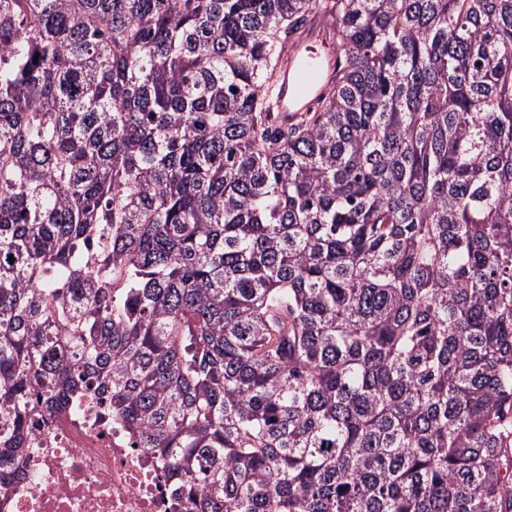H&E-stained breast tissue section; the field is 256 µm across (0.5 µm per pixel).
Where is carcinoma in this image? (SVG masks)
<instances>
[{
    "instance_id": "cac0c4a2",
    "label": "carcinoma",
    "mask_w": 512,
    "mask_h": 512,
    "mask_svg": "<svg viewBox=\"0 0 512 512\" xmlns=\"http://www.w3.org/2000/svg\"><path fill=\"white\" fill-rule=\"evenodd\" d=\"M92 393L197 512H512V0H0V458ZM324 25L318 21H311L308 30L300 39L293 43L289 65L282 77V86L279 103L276 109V120L284 125L294 121L295 113L308 108L324 90L326 81L330 79L336 60V35L328 34L323 43H318L316 49L313 44L323 38ZM314 96V97H313ZM313 97V98H312Z\"/></svg>"
}]
</instances>
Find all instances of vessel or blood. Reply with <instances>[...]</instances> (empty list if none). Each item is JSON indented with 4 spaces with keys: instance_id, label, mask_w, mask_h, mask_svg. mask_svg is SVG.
I'll list each match as a JSON object with an SVG mask.
<instances>
[{
    "instance_id": "obj_1",
    "label": "vessel or blood",
    "mask_w": 512,
    "mask_h": 512,
    "mask_svg": "<svg viewBox=\"0 0 512 512\" xmlns=\"http://www.w3.org/2000/svg\"><path fill=\"white\" fill-rule=\"evenodd\" d=\"M323 25L312 21L305 34L293 42L291 61L284 71L276 119L280 123L293 120L296 112L312 105L323 91L335 66V55L318 54L315 44L323 37Z\"/></svg>"
}]
</instances>
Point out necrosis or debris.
I'll list each match as a JSON object with an SVG mask.
<instances>
[{
    "label": "necrosis or debris",
    "instance_id": "obj_1",
    "mask_svg": "<svg viewBox=\"0 0 512 512\" xmlns=\"http://www.w3.org/2000/svg\"><path fill=\"white\" fill-rule=\"evenodd\" d=\"M24 452L0 478V512H192L166 460L106 404L62 413L30 404Z\"/></svg>",
    "mask_w": 512,
    "mask_h": 512
}]
</instances>
